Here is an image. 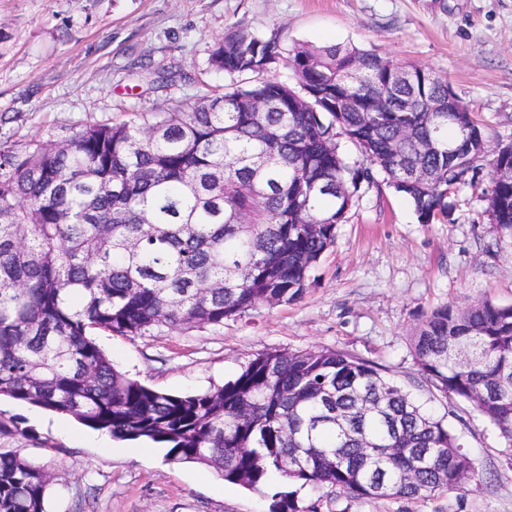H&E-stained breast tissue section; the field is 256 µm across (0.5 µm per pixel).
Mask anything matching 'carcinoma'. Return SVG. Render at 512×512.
<instances>
[{
  "label": "carcinoma",
  "instance_id": "obj_1",
  "mask_svg": "<svg viewBox=\"0 0 512 512\" xmlns=\"http://www.w3.org/2000/svg\"><path fill=\"white\" fill-rule=\"evenodd\" d=\"M287 61L316 93L264 77ZM209 65L231 79L190 110L82 126L59 142L0 147V398L69 415L118 440L169 447L171 460L253 490L277 476L272 512L299 493L413 499L478 476L447 416L370 361L315 348L255 355L213 390L178 396L117 371L90 333L160 336L301 299L373 169L423 224L480 187L483 129L446 112L448 80L351 43L284 48L236 23ZM363 111H337L350 98ZM269 106L262 120L254 105ZM370 165L349 166L339 138ZM453 151H448V148ZM488 213L512 230V181L491 179ZM424 381L470 406L512 451V305L441 306L419 326ZM46 466L0 452V512H45Z\"/></svg>",
  "mask_w": 512,
  "mask_h": 512
}]
</instances>
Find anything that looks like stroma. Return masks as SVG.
I'll list each match as a JSON object with an SVG mask.
<instances>
[{"label":"stroma","mask_w":512,"mask_h":512,"mask_svg":"<svg viewBox=\"0 0 512 512\" xmlns=\"http://www.w3.org/2000/svg\"><path fill=\"white\" fill-rule=\"evenodd\" d=\"M242 22L285 46L354 43L447 78L484 127L489 150L512 142V0H0V145L69 137L87 123L186 109L228 76L214 39ZM448 221L420 223L376 175L361 189L303 297L257 306L221 326L161 337L96 333L113 365L156 390L202 393L255 354L324 347L387 368L448 425L478 475L458 492L414 499L316 500L304 512H512V454L463 403L429 392L412 336L436 308L512 304V231L462 187ZM0 452L48 465L46 512H271L272 488L225 482L175 463L162 445L120 441L73 417L0 400Z\"/></svg>","instance_id":"35a3bbf8"}]
</instances>
